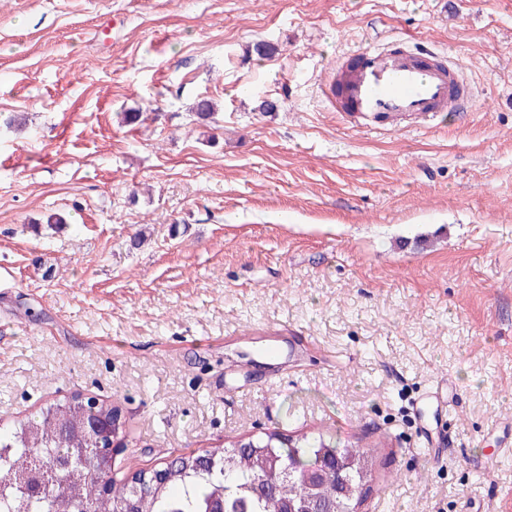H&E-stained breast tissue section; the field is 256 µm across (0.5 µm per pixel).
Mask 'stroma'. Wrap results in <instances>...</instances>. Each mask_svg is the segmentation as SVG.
I'll return each instance as SVG.
<instances>
[{
  "label": "stroma",
  "mask_w": 512,
  "mask_h": 512,
  "mask_svg": "<svg viewBox=\"0 0 512 512\" xmlns=\"http://www.w3.org/2000/svg\"><path fill=\"white\" fill-rule=\"evenodd\" d=\"M401 34L472 111L332 109ZM1 266L2 427L111 401L121 476L321 432L370 448L363 512H512V0H0Z\"/></svg>",
  "instance_id": "1"
}]
</instances>
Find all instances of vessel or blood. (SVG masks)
Segmentation results:
<instances>
[{
  "mask_svg": "<svg viewBox=\"0 0 512 512\" xmlns=\"http://www.w3.org/2000/svg\"><path fill=\"white\" fill-rule=\"evenodd\" d=\"M404 49L367 45L352 54L354 70L342 93L323 83L326 98H338L344 111L363 124L398 122L405 118L428 121L451 109L465 112L476 97L474 87L446 65L447 51L405 38Z\"/></svg>",
  "mask_w": 512,
  "mask_h": 512,
  "instance_id": "1",
  "label": "vessel or blood"
}]
</instances>
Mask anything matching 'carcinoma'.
Returning a JSON list of instances; mask_svg holds the SVG:
<instances>
[{"label":"carcinoma","instance_id":"carcinoma-1","mask_svg":"<svg viewBox=\"0 0 512 512\" xmlns=\"http://www.w3.org/2000/svg\"><path fill=\"white\" fill-rule=\"evenodd\" d=\"M119 409L104 400L74 394L50 402L6 428H0V512H116L129 497L131 481L151 478L140 469L117 480L112 468L91 470L81 463L90 447L85 434L92 419L108 424L105 433L125 437ZM255 447L236 448L228 440L209 448L210 467L198 455L168 462V479L140 502V512H206L209 501L224 496V512H284L288 504L311 502L322 512H353L362 502L357 475L347 494H336L330 477L311 482L307 474L336 457L368 463L363 448H338L320 433L280 439L278 432L253 438Z\"/></svg>","mask_w":512,"mask_h":512}]
</instances>
